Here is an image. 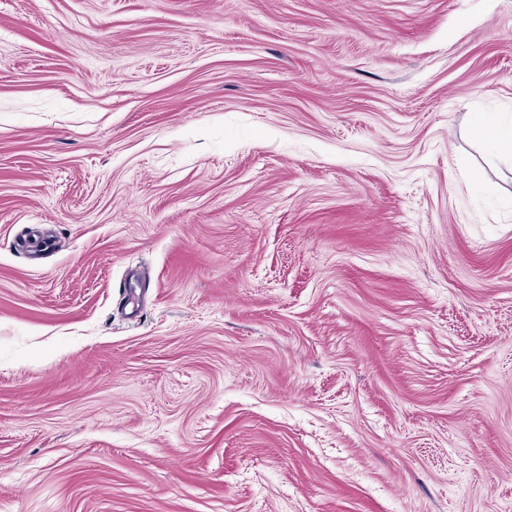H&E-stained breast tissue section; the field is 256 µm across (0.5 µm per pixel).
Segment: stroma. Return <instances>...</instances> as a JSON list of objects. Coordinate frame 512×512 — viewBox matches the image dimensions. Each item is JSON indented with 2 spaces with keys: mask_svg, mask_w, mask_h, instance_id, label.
I'll use <instances>...</instances> for the list:
<instances>
[{
  "mask_svg": "<svg viewBox=\"0 0 512 512\" xmlns=\"http://www.w3.org/2000/svg\"><path fill=\"white\" fill-rule=\"evenodd\" d=\"M512 0H0V512H512ZM472 128L477 140L491 150L494 159L512 163V120L502 122L490 114L478 113Z\"/></svg>",
  "mask_w": 512,
  "mask_h": 512,
  "instance_id": "35a3bbf8",
  "label": "stroma"
}]
</instances>
